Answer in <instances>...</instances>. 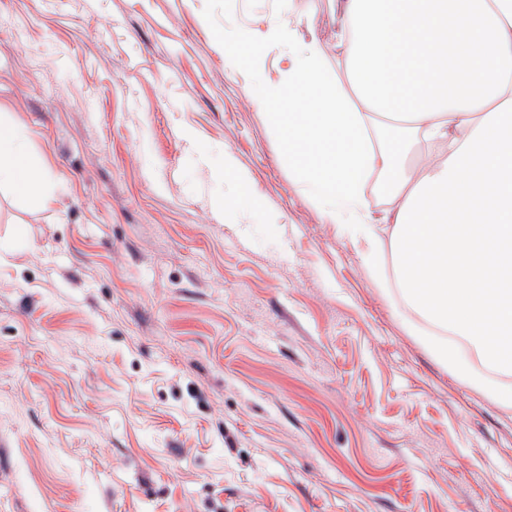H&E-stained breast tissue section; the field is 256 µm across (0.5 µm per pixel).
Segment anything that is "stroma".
Instances as JSON below:
<instances>
[{"label": "stroma", "mask_w": 512, "mask_h": 512, "mask_svg": "<svg viewBox=\"0 0 512 512\" xmlns=\"http://www.w3.org/2000/svg\"><path fill=\"white\" fill-rule=\"evenodd\" d=\"M335 69L336 0H295ZM283 0H0V512H512V409L435 356L256 103ZM234 160L245 182L225 178ZM290 25L289 9H288V22L285 16L280 17L275 22L269 24L265 30H253L249 29L243 33H240L238 37L243 44H249L253 46H262L268 44L278 43L281 37V31ZM25 133L12 124L0 123V186L16 195L38 200L44 208L54 205L55 197L45 189L43 167L33 161L23 148Z\"/></svg>", "instance_id": "obj_1"}]
</instances>
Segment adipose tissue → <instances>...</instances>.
<instances>
[{
  "label": "adipose tissue",
  "mask_w": 512,
  "mask_h": 512,
  "mask_svg": "<svg viewBox=\"0 0 512 512\" xmlns=\"http://www.w3.org/2000/svg\"><path fill=\"white\" fill-rule=\"evenodd\" d=\"M336 41L335 74L304 43L259 107L313 201L366 242L367 270L435 329L438 359L512 409L496 381L512 375V0H338ZM24 139L0 123V186L52 207Z\"/></svg>",
  "instance_id": "obj_1"
}]
</instances>
